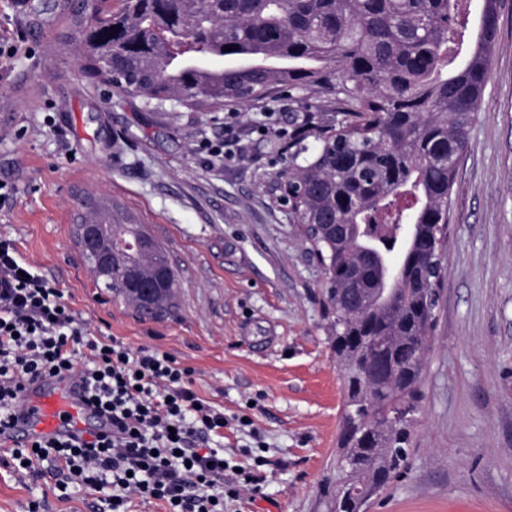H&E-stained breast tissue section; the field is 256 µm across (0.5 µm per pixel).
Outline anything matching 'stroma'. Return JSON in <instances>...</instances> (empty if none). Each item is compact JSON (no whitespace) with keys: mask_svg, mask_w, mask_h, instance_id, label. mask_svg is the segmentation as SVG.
<instances>
[{"mask_svg":"<svg viewBox=\"0 0 512 512\" xmlns=\"http://www.w3.org/2000/svg\"><path fill=\"white\" fill-rule=\"evenodd\" d=\"M74 0H0V239L59 288L93 337L172 355L223 410L230 466L257 476L224 512H327L343 375L323 274L269 186L298 94L245 107L145 108L82 73ZM451 195L447 270L406 472L369 512H512V0ZM108 200L165 249L176 306L152 320L97 286L74 237ZM248 416L250 426L238 423ZM0 465V512H107L100 493Z\"/></svg>","mask_w":512,"mask_h":512,"instance_id":"1","label":"stroma"}]
</instances>
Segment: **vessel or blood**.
Instances as JSON below:
<instances>
[{
    "instance_id": "obj_1",
    "label": "vessel or blood",
    "mask_w": 512,
    "mask_h": 512,
    "mask_svg": "<svg viewBox=\"0 0 512 512\" xmlns=\"http://www.w3.org/2000/svg\"><path fill=\"white\" fill-rule=\"evenodd\" d=\"M96 423L92 411L75 392L71 378L59 379L54 385L36 381L24 393L14 434L20 441L79 434Z\"/></svg>"
}]
</instances>
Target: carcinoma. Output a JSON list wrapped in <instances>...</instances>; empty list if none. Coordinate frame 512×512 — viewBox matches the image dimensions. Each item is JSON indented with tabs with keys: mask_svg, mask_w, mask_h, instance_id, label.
Listing matches in <instances>:
<instances>
[{
	"mask_svg": "<svg viewBox=\"0 0 512 512\" xmlns=\"http://www.w3.org/2000/svg\"><path fill=\"white\" fill-rule=\"evenodd\" d=\"M470 9L471 0H123L115 14L100 7L73 15L82 71L154 108L171 100L247 106L279 86L301 92L304 109L317 105L309 92L332 95L329 124L288 134L281 176L328 282L332 335L398 337L395 349L359 357L334 346L357 382L368 383L354 393L344 380L343 404L372 425L351 448L359 467L350 478L384 489L407 469L413 421L386 419L419 399L422 341L440 307L429 257L447 249L457 164L498 34L500 0H480L474 30ZM109 224L115 239L144 234L116 214ZM312 224H349L352 236L316 235ZM377 259L393 261L398 283L384 304L357 312L343 303L349 272L357 266L361 286L385 288ZM140 263L146 274L167 271L152 311L119 276L109 291L161 318L175 307V272L157 243Z\"/></svg>",
	"mask_w": 512,
	"mask_h": 512,
	"instance_id": "carcinoma-1",
	"label": "carcinoma"
}]
</instances>
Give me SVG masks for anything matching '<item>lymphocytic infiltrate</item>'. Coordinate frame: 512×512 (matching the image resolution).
Wrapping results in <instances>:
<instances>
[{
	"label": "lymphocytic infiltrate",
	"instance_id": "f902f5d3",
	"mask_svg": "<svg viewBox=\"0 0 512 512\" xmlns=\"http://www.w3.org/2000/svg\"><path fill=\"white\" fill-rule=\"evenodd\" d=\"M85 327L62 291L0 240V439L8 440L20 394L37 379L70 375L84 403L108 423L88 435L13 449L15 468L50 463L56 485L108 489L110 512L165 502L168 512H224L239 484L224 477L220 411L200 402L190 371L165 352L115 339L83 341Z\"/></svg>",
	"mask_w": 512,
	"mask_h": 512
}]
</instances>
